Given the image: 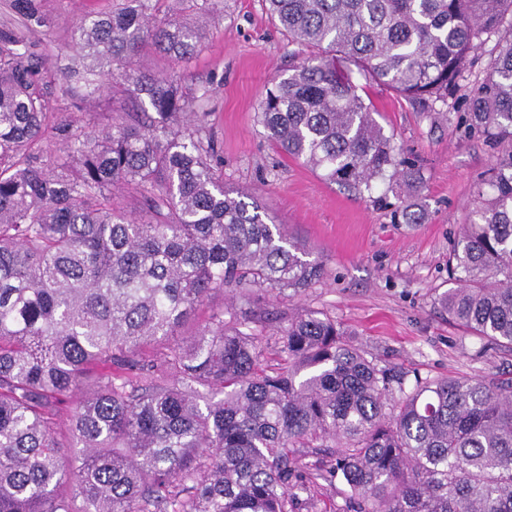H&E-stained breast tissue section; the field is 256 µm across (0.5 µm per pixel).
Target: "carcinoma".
I'll list each match as a JSON object with an SVG mask.
<instances>
[{"label": "carcinoma", "instance_id": "carcinoma-1", "mask_svg": "<svg viewBox=\"0 0 512 512\" xmlns=\"http://www.w3.org/2000/svg\"><path fill=\"white\" fill-rule=\"evenodd\" d=\"M180 2L162 18L152 0L82 18L78 86L27 36L48 23L43 0H13L22 26H0V512H322L318 490L338 476L356 512H512V385L448 377L407 392L314 310L269 329L212 308L186 330L215 291L298 293L324 265L224 187L205 95L136 65L198 54L219 0L189 14ZM266 3L307 56L266 88L257 121L324 180L363 196L390 177L417 196L419 169L354 73L428 109L493 36L466 122L512 139V0ZM108 84L148 124H95ZM58 92L65 150L40 160L30 150ZM485 185L439 305L512 352V151ZM130 187L137 213L112 205Z\"/></svg>", "mask_w": 512, "mask_h": 512}]
</instances>
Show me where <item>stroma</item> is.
Listing matches in <instances>:
<instances>
[{
	"mask_svg": "<svg viewBox=\"0 0 512 512\" xmlns=\"http://www.w3.org/2000/svg\"><path fill=\"white\" fill-rule=\"evenodd\" d=\"M120 0H44L47 27L35 35L57 66L69 64L71 31L81 18L117 7ZM491 46L447 103L421 110L395 92L357 77L364 100L381 112L384 132L401 154L416 158L425 182L426 217L400 224L393 217L399 188L378 182L358 197L288 158L256 118L266 85L288 74L303 53L271 24L264 0H222L211 13L198 55L188 65L167 64L194 88H207V127L224 185L255 196L271 217L312 256L323 277L305 292L283 291L257 316L272 327L304 309L326 314L350 334L368 359L395 368L406 386L445 377L512 380V352L450 323L438 306L448 288V250L465 223L476 186L495 157L512 143H489L462 121L465 101L486 75Z\"/></svg>",
	"mask_w": 512,
	"mask_h": 512,
	"instance_id": "35a3bbf8",
	"label": "stroma"
}]
</instances>
